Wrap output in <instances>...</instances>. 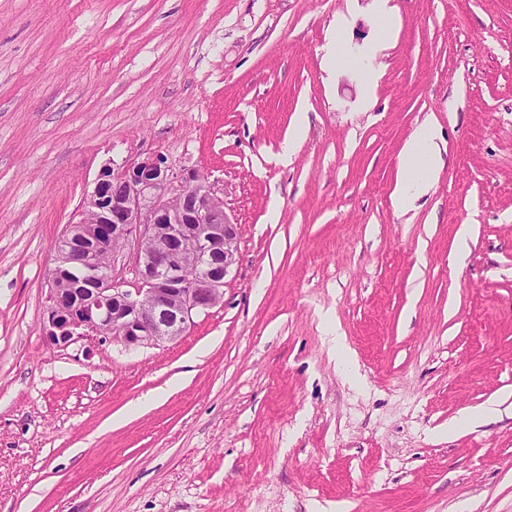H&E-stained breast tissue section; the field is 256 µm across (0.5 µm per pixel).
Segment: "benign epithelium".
<instances>
[{
	"label": "benign epithelium",
	"instance_id": "1",
	"mask_svg": "<svg viewBox=\"0 0 512 512\" xmlns=\"http://www.w3.org/2000/svg\"><path fill=\"white\" fill-rule=\"evenodd\" d=\"M104 167L93 192L84 201L82 218L110 201L107 224L83 221L66 230L56 248L51 281H56L70 249L81 237H92L94 249L86 266L93 286L75 285L71 302L59 300L61 289L51 288V304L43 322L47 343L65 347L90 335L112 338L124 346L158 345L176 339L193 315L223 300L225 278L238 259L240 225L236 224L212 185L194 172L174 182L164 157L134 163L111 177ZM122 190L107 192L109 180ZM195 247V273L186 277L177 255L186 239ZM133 250L140 281L131 292L112 283V265L99 251Z\"/></svg>",
	"mask_w": 512,
	"mask_h": 512
}]
</instances>
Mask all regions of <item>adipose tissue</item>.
Instances as JSON below:
<instances>
[{"mask_svg": "<svg viewBox=\"0 0 512 512\" xmlns=\"http://www.w3.org/2000/svg\"><path fill=\"white\" fill-rule=\"evenodd\" d=\"M435 129L431 123L421 124L405 142L402 150L404 163H420L418 176L402 174L392 194V203L397 210H407L413 201L427 192L441 166L440 150L435 142Z\"/></svg>", "mask_w": 512, "mask_h": 512, "instance_id": "obj_1", "label": "adipose tissue"}]
</instances>
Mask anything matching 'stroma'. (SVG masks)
I'll return each mask as SVG.
<instances>
[{
	"instance_id": "obj_1",
	"label": "stroma",
	"mask_w": 512,
	"mask_h": 512,
	"mask_svg": "<svg viewBox=\"0 0 512 512\" xmlns=\"http://www.w3.org/2000/svg\"><path fill=\"white\" fill-rule=\"evenodd\" d=\"M390 4L0 0V512H512V0ZM426 120L443 167L401 214ZM156 155L240 226L222 302L49 346L59 239ZM498 404L489 403L480 408L466 412L456 422V427H466L470 424L481 425L495 419L500 413Z\"/></svg>"
}]
</instances>
